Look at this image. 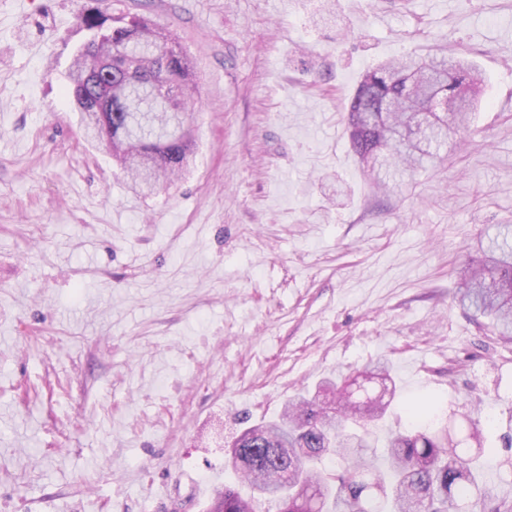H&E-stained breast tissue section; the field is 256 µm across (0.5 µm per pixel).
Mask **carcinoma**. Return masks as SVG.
<instances>
[{
	"instance_id": "cac0c4a2",
	"label": "carcinoma",
	"mask_w": 512,
	"mask_h": 512,
	"mask_svg": "<svg viewBox=\"0 0 512 512\" xmlns=\"http://www.w3.org/2000/svg\"><path fill=\"white\" fill-rule=\"evenodd\" d=\"M92 33L69 71L70 88L96 85L78 99L81 123L104 143L121 168L142 187L157 186L190 165L192 114L197 88L194 66L175 38L148 20L133 17L105 26L84 19ZM482 79L464 59L443 52L425 58L400 56L365 72L348 108L349 140L365 172L379 189L411 176L439 158L447 140L418 123L417 111L438 104L433 113L447 133L466 132L478 107ZM166 91L173 111L181 113L184 133L164 138L153 128L168 124L164 109L150 108L140 86ZM456 287L465 307L490 318L499 336L512 341V240L504 228L479 239ZM390 378L387 363L363 371L362 379L322 388L335 392L328 405L301 398L277 419L262 421L236 437L228 463L244 495L226 486L217 491L218 512H256L274 500L279 512H512V500L486 492L483 459L496 454L486 446L475 412L460 421L434 425L431 408L404 404V428L384 439L373 436L371 422L384 419L395 390L375 393L366 382ZM382 443V455L367 452Z\"/></svg>"
}]
</instances>
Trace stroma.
I'll return each instance as SVG.
<instances>
[{"label": "stroma", "instance_id": "1", "mask_svg": "<svg viewBox=\"0 0 512 512\" xmlns=\"http://www.w3.org/2000/svg\"><path fill=\"white\" fill-rule=\"evenodd\" d=\"M98 13L195 64L191 166L145 197L66 93ZM511 24L512 0H0V512H207L236 433L378 359L398 405L495 418L483 480L512 500V343L453 297L512 225ZM438 42L483 76L471 130L376 192L348 102Z\"/></svg>", "mask_w": 512, "mask_h": 512}]
</instances>
